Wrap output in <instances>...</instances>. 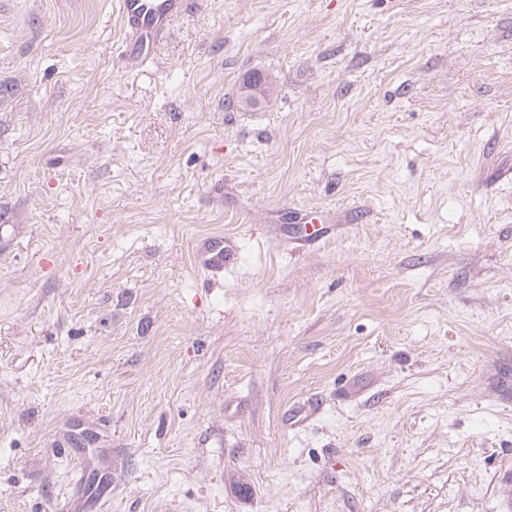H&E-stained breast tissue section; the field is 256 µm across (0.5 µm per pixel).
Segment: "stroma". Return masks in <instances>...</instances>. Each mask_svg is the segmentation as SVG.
<instances>
[{
    "instance_id": "35a3bbf8",
    "label": "stroma",
    "mask_w": 512,
    "mask_h": 512,
    "mask_svg": "<svg viewBox=\"0 0 512 512\" xmlns=\"http://www.w3.org/2000/svg\"><path fill=\"white\" fill-rule=\"evenodd\" d=\"M122 36L116 0H0V512H505L512 0ZM321 207L318 249L268 231ZM238 256L235 241L229 237H214L208 240L201 251V262L210 271L221 272L234 263Z\"/></svg>"
}]
</instances>
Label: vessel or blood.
I'll use <instances>...</instances> for the list:
<instances>
[{
	"instance_id": "obj_1",
	"label": "vessel or blood",
	"mask_w": 512,
	"mask_h": 512,
	"mask_svg": "<svg viewBox=\"0 0 512 512\" xmlns=\"http://www.w3.org/2000/svg\"><path fill=\"white\" fill-rule=\"evenodd\" d=\"M124 24L121 54L142 57L153 52L156 41L186 9L188 0H117ZM336 232V218L324 210L304 214L302 224L292 226L281 240L293 249H314ZM238 256L235 241L228 237L208 240L201 251V262L210 271L220 272Z\"/></svg>"
}]
</instances>
